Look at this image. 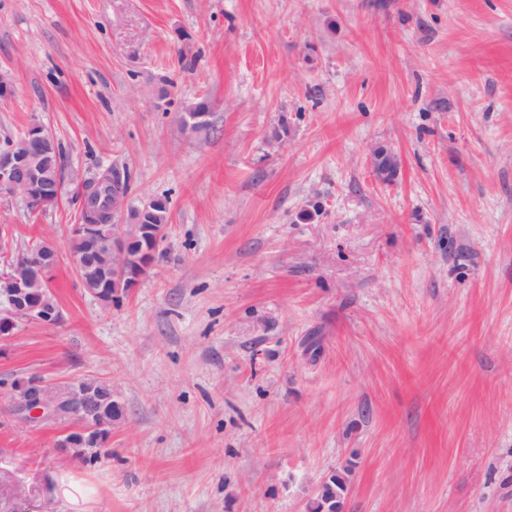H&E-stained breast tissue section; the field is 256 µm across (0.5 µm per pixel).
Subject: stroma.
<instances>
[{
	"mask_svg": "<svg viewBox=\"0 0 512 512\" xmlns=\"http://www.w3.org/2000/svg\"><path fill=\"white\" fill-rule=\"evenodd\" d=\"M0 75V142L39 121L64 174L0 198L62 314L0 339V512H307L348 466L345 512H512V0H0ZM115 169L170 221L106 307L71 237ZM31 376L111 385L99 463L17 419ZM372 164L375 173L383 175L381 180L386 183L392 182L398 176L400 160L398 155L389 148L377 147L372 152Z\"/></svg>",
	"mask_w": 512,
	"mask_h": 512,
	"instance_id": "stroma-1",
	"label": "stroma"
}]
</instances>
